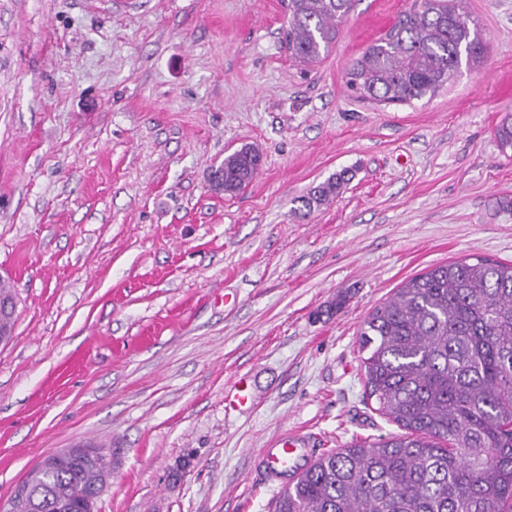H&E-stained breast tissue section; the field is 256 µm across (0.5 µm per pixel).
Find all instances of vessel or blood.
I'll return each instance as SVG.
<instances>
[{"label":"vessel or blood","instance_id":"vessel-or-blood-1","mask_svg":"<svg viewBox=\"0 0 512 512\" xmlns=\"http://www.w3.org/2000/svg\"><path fill=\"white\" fill-rule=\"evenodd\" d=\"M314 456L309 435L300 431L279 433L258 451L259 476L265 483L286 485L289 478L298 477L310 465Z\"/></svg>","mask_w":512,"mask_h":512}]
</instances>
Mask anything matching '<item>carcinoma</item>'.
I'll return each instance as SVG.
<instances>
[{
    "instance_id": "1",
    "label": "carcinoma",
    "mask_w": 512,
    "mask_h": 512,
    "mask_svg": "<svg viewBox=\"0 0 512 512\" xmlns=\"http://www.w3.org/2000/svg\"><path fill=\"white\" fill-rule=\"evenodd\" d=\"M353 0H288L283 40L290 57L324 58ZM486 51L466 0H414L412 7L354 58L347 88L360 100L409 104L433 96L458 68ZM512 150V111L495 129ZM261 165L245 144L224 156L234 196ZM345 172L313 188L309 209L336 197ZM368 397L405 433L320 454L272 502V512H512V262L454 260L405 280L361 325ZM82 461L62 455L19 512H58L106 486L102 448Z\"/></svg>"
}]
</instances>
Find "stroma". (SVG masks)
Masks as SVG:
<instances>
[{
  "instance_id": "35a3bbf8",
  "label": "stroma",
  "mask_w": 512,
  "mask_h": 512,
  "mask_svg": "<svg viewBox=\"0 0 512 512\" xmlns=\"http://www.w3.org/2000/svg\"><path fill=\"white\" fill-rule=\"evenodd\" d=\"M412 0H355L320 62L287 0H0V504L46 454L105 445L96 512H269L254 456L400 434L366 398L358 333L432 266L512 261V0L434 98L356 99L345 72ZM251 143L238 195L211 173ZM330 203L301 200L332 174ZM253 403L226 408L239 377Z\"/></svg>"
}]
</instances>
